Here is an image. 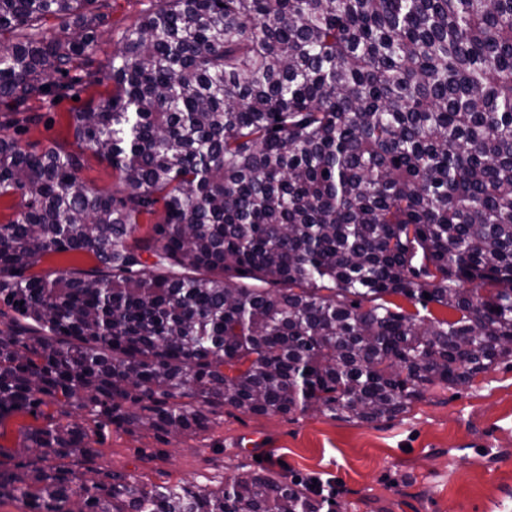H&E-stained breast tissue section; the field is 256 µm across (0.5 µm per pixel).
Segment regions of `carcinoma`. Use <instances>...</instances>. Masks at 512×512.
Segmentation results:
<instances>
[{
    "mask_svg": "<svg viewBox=\"0 0 512 512\" xmlns=\"http://www.w3.org/2000/svg\"><path fill=\"white\" fill-rule=\"evenodd\" d=\"M98 2L0 0V427L32 419L0 503L322 512L270 468L148 484L95 445L225 406L392 420L512 361V0H158L72 114L112 191L16 138L94 83ZM51 17L73 29L39 37ZM65 253L93 264L35 272ZM389 300L400 306L405 313L419 314V317L424 318H438V319H451L454 317V313L445 307H442L436 303H429L426 309L421 304L414 305L413 303L401 298V297H388Z\"/></svg>",
    "mask_w": 512,
    "mask_h": 512,
    "instance_id": "cac0c4a2",
    "label": "carcinoma"
}]
</instances>
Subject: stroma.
Returning a JSON list of instances; mask_svg holds the SVG:
<instances>
[{"label":"stroma","instance_id":"35a3bbf8","mask_svg":"<svg viewBox=\"0 0 512 512\" xmlns=\"http://www.w3.org/2000/svg\"><path fill=\"white\" fill-rule=\"evenodd\" d=\"M154 5L104 0L95 84L42 108L41 122L20 136L32 150L56 143L77 153L82 177L101 190H114L118 181L106 161L75 143L70 115L108 97L113 82L106 64L125 32ZM264 456L289 479H333L335 512H512V362L465 388H431L393 420L360 423L316 411L256 416L227 407L197 438L113 427L96 465L156 484L221 485L260 469Z\"/></svg>","mask_w":512,"mask_h":512}]
</instances>
